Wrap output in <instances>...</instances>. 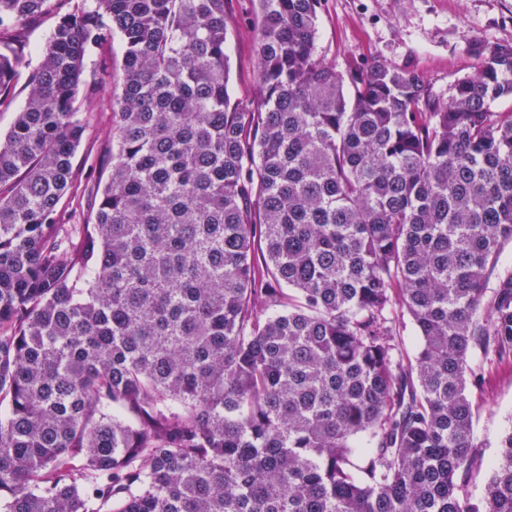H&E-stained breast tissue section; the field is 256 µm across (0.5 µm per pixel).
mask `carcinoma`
<instances>
[{"instance_id": "obj_1", "label": "carcinoma", "mask_w": 512, "mask_h": 512, "mask_svg": "<svg viewBox=\"0 0 512 512\" xmlns=\"http://www.w3.org/2000/svg\"><path fill=\"white\" fill-rule=\"evenodd\" d=\"M0 0V512H512V429L479 509L481 363H512V43L440 100L318 53L320 0H257L256 103L224 0ZM122 93L83 224L88 55ZM409 316L420 345L400 342ZM75 4H77V0H73L69 4H66L62 8L60 14L48 18L47 20L29 29L27 41V59L29 60V63H31V66H36L41 61V51L48 37L50 36L55 23L59 20V17L72 10ZM25 76H22L15 91L14 101L12 105L7 108H0V135L3 137L7 134L10 127L12 126L16 117L17 111H19L24 105L28 90L25 87Z\"/></svg>"}]
</instances>
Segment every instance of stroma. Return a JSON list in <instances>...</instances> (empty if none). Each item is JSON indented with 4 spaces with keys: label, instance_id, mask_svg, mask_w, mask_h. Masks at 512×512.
I'll return each mask as SVG.
<instances>
[{
    "label": "stroma",
    "instance_id": "obj_1",
    "mask_svg": "<svg viewBox=\"0 0 512 512\" xmlns=\"http://www.w3.org/2000/svg\"><path fill=\"white\" fill-rule=\"evenodd\" d=\"M256 6V0H224L231 95L245 104L258 96ZM477 42H512V0H320L317 50L340 71L350 61L378 57L418 72L444 98L455 79L472 72L470 48ZM122 54L116 37L86 60L78 113L85 131L74 158L79 178L63 202L64 223L80 224L89 215L85 189L102 175L99 156L111 135L107 102L122 92ZM469 395L478 465L462 495L479 505L489 464L512 428V364L486 366Z\"/></svg>",
    "mask_w": 512,
    "mask_h": 512
}]
</instances>
